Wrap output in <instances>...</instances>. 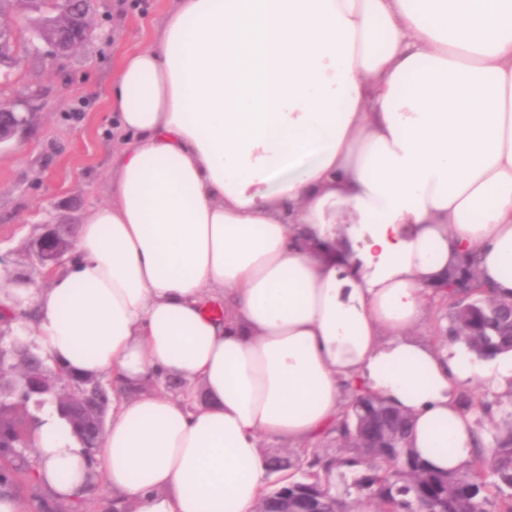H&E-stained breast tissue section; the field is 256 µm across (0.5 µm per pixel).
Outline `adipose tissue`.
Returning <instances> with one entry per match:
<instances>
[{
    "mask_svg": "<svg viewBox=\"0 0 512 512\" xmlns=\"http://www.w3.org/2000/svg\"><path fill=\"white\" fill-rule=\"evenodd\" d=\"M106 203L12 322L118 392L87 454L47 413L33 479L70 503L101 475L138 512H252L269 458L349 397L413 416L409 447L463 469L456 403L482 373L409 339L474 254L512 301V0H173L112 74ZM200 381L202 394L147 392Z\"/></svg>",
    "mask_w": 512,
    "mask_h": 512,
    "instance_id": "1",
    "label": "adipose tissue"
}]
</instances>
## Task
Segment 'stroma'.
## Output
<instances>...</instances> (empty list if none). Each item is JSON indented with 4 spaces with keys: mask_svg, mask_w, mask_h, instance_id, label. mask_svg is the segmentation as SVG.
Masks as SVG:
<instances>
[{
    "mask_svg": "<svg viewBox=\"0 0 512 512\" xmlns=\"http://www.w3.org/2000/svg\"><path fill=\"white\" fill-rule=\"evenodd\" d=\"M169 0H98L93 35L75 53L41 58L14 69L0 97L21 102L32 85L41 95L27 126L0 146V290L34 280L47 287L30 244L45 225H79L108 199L112 153L120 146L112 132L109 96L112 72L127 51L151 39L155 18ZM15 492L33 512H110L112 493L96 482L86 508L55 500L33 480Z\"/></svg>",
    "mask_w": 512,
    "mask_h": 512,
    "instance_id": "stroma-1",
    "label": "stroma"
}]
</instances>
